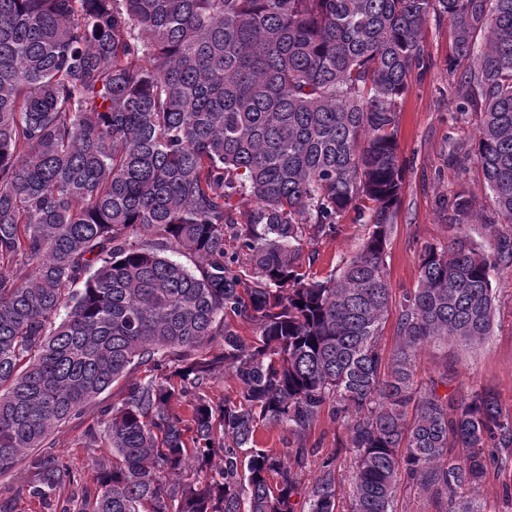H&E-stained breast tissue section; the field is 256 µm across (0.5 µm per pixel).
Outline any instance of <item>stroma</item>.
<instances>
[{
  "mask_svg": "<svg viewBox=\"0 0 512 512\" xmlns=\"http://www.w3.org/2000/svg\"><path fill=\"white\" fill-rule=\"evenodd\" d=\"M423 47L425 66L413 77L399 104L398 153L405 179L401 206L386 254L391 311L383 326L381 345L388 353L399 343L396 334L399 305L406 293L418 285L422 247L446 243L453 234L448 224V202L459 186H466L477 203L468 220V232L473 239L488 248L494 244L496 235H512V224L497 216L476 165L462 167L450 157L454 145L474 143L480 116L471 110L458 109L454 95L458 77L448 71L451 38L446 18L429 17ZM368 216L364 209L348 212L334 238L305 242L304 254L315 257L310 266L314 276H328L357 253ZM492 286L497 305L493 335L474 348L452 340L422 348L415 363V378L429 383L446 366L459 373L464 382L463 393L490 388L512 409V271L493 274ZM123 390V382L114 383L100 395L95 408L62 427L51 438L49 455L80 474L77 485L67 487L65 494L47 503L32 498L28 487L34 474L23 463L14 472L0 476V502L11 503L13 512H65L69 495L94 493L92 462L100 451L88 446L84 431L99 420L102 409L121 399ZM345 440V430L329 415H322L307 437L308 444L317 447L318 455L311 459L302 475L303 483L312 482L321 458L335 455L338 502L343 508L348 505L352 476V459L344 447Z\"/></svg>",
  "mask_w": 512,
  "mask_h": 512,
  "instance_id": "obj_1",
  "label": "stroma"
}]
</instances>
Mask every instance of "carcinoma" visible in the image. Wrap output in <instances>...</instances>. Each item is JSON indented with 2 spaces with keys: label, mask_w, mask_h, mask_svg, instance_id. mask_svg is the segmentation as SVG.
Here are the masks:
<instances>
[{
  "label": "carcinoma",
  "mask_w": 512,
  "mask_h": 512,
  "mask_svg": "<svg viewBox=\"0 0 512 512\" xmlns=\"http://www.w3.org/2000/svg\"><path fill=\"white\" fill-rule=\"evenodd\" d=\"M432 14L480 114L453 157H475L512 224V0H0V476L142 366L87 431L105 451L75 512H296L298 495L337 512L336 457L301 487L326 408L353 460L348 512H395L401 476L442 512H480L469 494L512 469V412L414 370L425 345L492 335L490 272L512 270V236L486 251L466 232V189L381 348L398 104ZM367 201L360 250L310 277L303 241ZM219 367L240 391L215 402ZM268 423L287 457L260 446ZM79 480L56 460L30 495Z\"/></svg>",
  "instance_id": "obj_1"
}]
</instances>
